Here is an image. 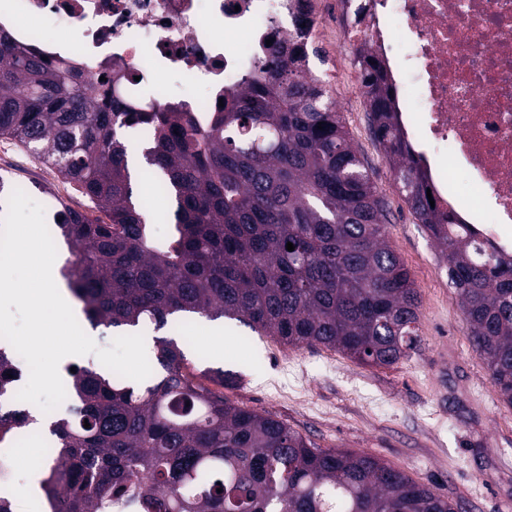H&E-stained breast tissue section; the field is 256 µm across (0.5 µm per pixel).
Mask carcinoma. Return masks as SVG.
<instances>
[{"instance_id":"1","label":"carcinoma","mask_w":512,"mask_h":512,"mask_svg":"<svg viewBox=\"0 0 512 512\" xmlns=\"http://www.w3.org/2000/svg\"><path fill=\"white\" fill-rule=\"evenodd\" d=\"M358 60L399 193L440 248L472 344L512 407V257L431 208L387 76L370 54ZM303 63L300 46L276 45L265 76L245 78L200 130L180 102L148 110L123 99L118 72H104L88 96L69 58L49 60L0 30V137L33 151L107 217L62 201L56 223L75 256L62 276L93 325L130 335L223 318L371 367L417 349L411 272L384 239L382 200L341 113ZM136 122L152 132L143 157L174 202L175 233L162 248L119 137ZM150 363L141 382L93 367L69 374L66 412L41 430L53 453L40 481L52 512H454L370 454L322 449L230 403L172 339H156ZM19 377L0 345V439L33 422L16 401Z\"/></svg>"}]
</instances>
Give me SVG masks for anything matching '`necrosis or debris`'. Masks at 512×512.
<instances>
[{"mask_svg": "<svg viewBox=\"0 0 512 512\" xmlns=\"http://www.w3.org/2000/svg\"><path fill=\"white\" fill-rule=\"evenodd\" d=\"M329 24L322 0H5L0 30L54 56L38 41L50 18L74 39L71 58L92 92L101 62L129 75L123 94L163 107L150 73L173 71L203 85L182 102L208 127L218 96L238 89L270 52L269 40H297L322 67L309 77L359 85L346 61L373 47L392 87L412 147L426 148L427 186L437 209L497 251L512 255V0H341ZM245 48L231 46L236 34Z\"/></svg>", "mask_w": 512, "mask_h": 512, "instance_id": "4bbe7bcc", "label": "necrosis or debris"}]
</instances>
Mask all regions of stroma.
Instances as JSON below:
<instances>
[{"label": "stroma", "instance_id": "35a3bbf8", "mask_svg": "<svg viewBox=\"0 0 512 512\" xmlns=\"http://www.w3.org/2000/svg\"><path fill=\"white\" fill-rule=\"evenodd\" d=\"M352 143L388 210L386 239L410 270L421 300L418 349L391 367L361 365L323 346L291 348L246 327H221L218 337L187 330L204 355L200 369L236 372L224 386L234 405L270 414L323 449L365 452L434 487L456 512H512V407L502 404L483 359L472 346L445 262L417 224L359 113L366 99L348 87L335 92ZM132 160V185L154 224L169 222L171 199L155 191L143 130L122 133ZM30 153L0 137V176L53 215L61 198H84L59 177L24 167Z\"/></svg>", "mask_w": 512, "mask_h": 512}]
</instances>
